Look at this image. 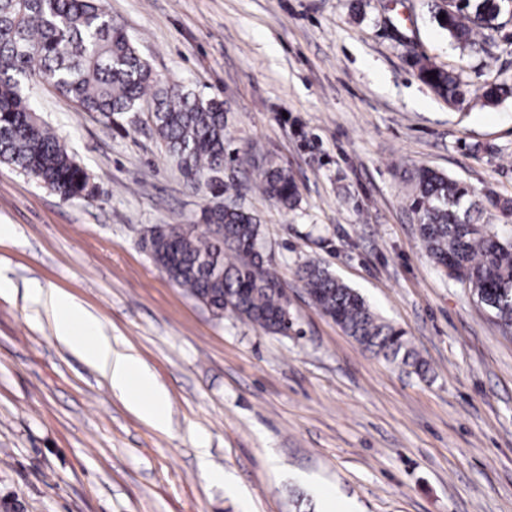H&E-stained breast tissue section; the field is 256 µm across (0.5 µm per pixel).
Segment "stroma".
Listing matches in <instances>:
<instances>
[{"label": "stroma", "mask_w": 512, "mask_h": 512, "mask_svg": "<svg viewBox=\"0 0 512 512\" xmlns=\"http://www.w3.org/2000/svg\"><path fill=\"white\" fill-rule=\"evenodd\" d=\"M159 75L223 100L224 180L265 234L294 321L273 335L215 318L150 259L162 224L209 202L153 135L148 112H84L38 78L28 94L96 187L64 200L0 163V512H512V335L429 258L401 170L424 165L478 196L512 197V53L486 68L452 45L428 0H108ZM460 72L448 105L407 62ZM288 168L287 210L253 186ZM313 261L404 328L429 365L408 374L316 307ZM69 292L137 353L169 396L158 427L54 335L34 290ZM236 479L225 491L211 472Z\"/></svg>", "instance_id": "1"}]
</instances>
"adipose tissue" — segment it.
<instances>
[{
    "instance_id": "1",
    "label": "adipose tissue",
    "mask_w": 512,
    "mask_h": 512,
    "mask_svg": "<svg viewBox=\"0 0 512 512\" xmlns=\"http://www.w3.org/2000/svg\"><path fill=\"white\" fill-rule=\"evenodd\" d=\"M45 304L55 317V333L75 355L107 376L112 389L145 419L165 423L168 397L156 384L138 356L113 346L101 334L98 320L79 300L55 290L46 294Z\"/></svg>"
}]
</instances>
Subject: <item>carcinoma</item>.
<instances>
[{"mask_svg":"<svg viewBox=\"0 0 512 512\" xmlns=\"http://www.w3.org/2000/svg\"><path fill=\"white\" fill-rule=\"evenodd\" d=\"M505 0H442L433 18L461 49L494 61L484 31L504 26ZM444 20H439L440 14ZM418 78L456 104L465 97L461 75L409 51ZM436 76H430V73ZM74 100L83 111L110 120L153 101L154 132L183 176L205 182L216 199L201 212L204 230L166 224L148 246L153 263L214 316L228 311L272 334L293 327L288 294L260 252L262 230L236 200L224 171V101L204 99L156 74L130 38L112 21L107 0H0V163L11 165L70 200L89 198L90 175L67 145L40 119L25 94L31 74ZM488 104L512 95L507 81L480 87ZM264 194L285 208L299 197L283 168L259 173ZM408 210L434 263L468 285L506 331L512 330V240L501 241L479 224L483 204L466 184L426 166L403 171ZM224 225L220 233L211 228ZM301 280L321 312L365 351L426 377L427 363L406 332L380 318L364 297L328 269L308 263Z\"/></svg>","mask_w":512,"mask_h":512,"instance_id":"cac0c4a2","label":"carcinoma"}]
</instances>
